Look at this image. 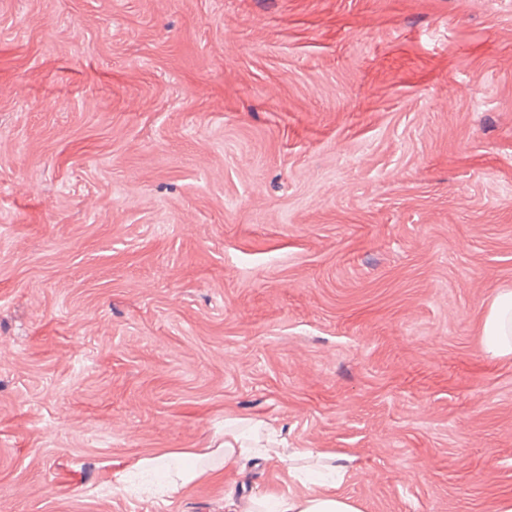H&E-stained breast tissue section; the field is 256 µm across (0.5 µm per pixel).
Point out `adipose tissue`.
<instances>
[{"mask_svg": "<svg viewBox=\"0 0 512 512\" xmlns=\"http://www.w3.org/2000/svg\"><path fill=\"white\" fill-rule=\"evenodd\" d=\"M484 352L492 357L512 356V289L496 291L481 325ZM267 424L249 417L228 416L224 419V439L213 448L169 451L140 459L142 472L162 478L171 491L184 490L206 475L201 459L222 463L225 476L239 472L245 463L270 460L274 452L259 438ZM255 512H361L356 501L330 489L306 495L263 493L254 497Z\"/></svg>", "mask_w": 512, "mask_h": 512, "instance_id": "adipose-tissue-1", "label": "adipose tissue"}]
</instances>
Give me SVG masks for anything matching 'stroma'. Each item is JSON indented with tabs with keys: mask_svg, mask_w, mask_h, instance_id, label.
<instances>
[{
	"mask_svg": "<svg viewBox=\"0 0 512 512\" xmlns=\"http://www.w3.org/2000/svg\"><path fill=\"white\" fill-rule=\"evenodd\" d=\"M498 288L512 0H0V512H228L118 479L228 415L361 512H494Z\"/></svg>",
	"mask_w": 512,
	"mask_h": 512,
	"instance_id": "1",
	"label": "stroma"
}]
</instances>
